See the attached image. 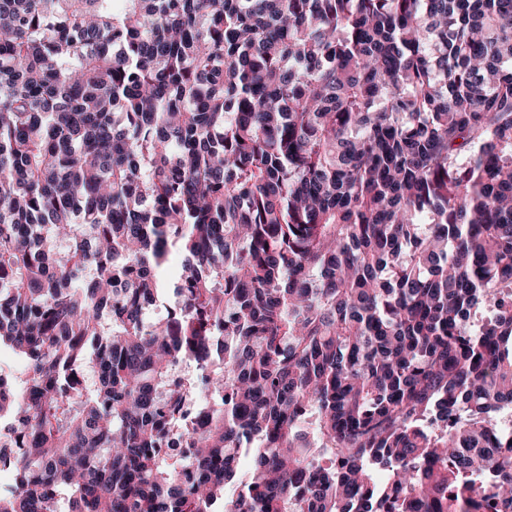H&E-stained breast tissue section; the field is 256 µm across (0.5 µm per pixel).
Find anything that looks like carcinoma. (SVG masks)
<instances>
[{
  "label": "carcinoma",
  "instance_id": "1",
  "mask_svg": "<svg viewBox=\"0 0 512 512\" xmlns=\"http://www.w3.org/2000/svg\"><path fill=\"white\" fill-rule=\"evenodd\" d=\"M2 346L0 512H512V0H0Z\"/></svg>",
  "mask_w": 512,
  "mask_h": 512
}]
</instances>
